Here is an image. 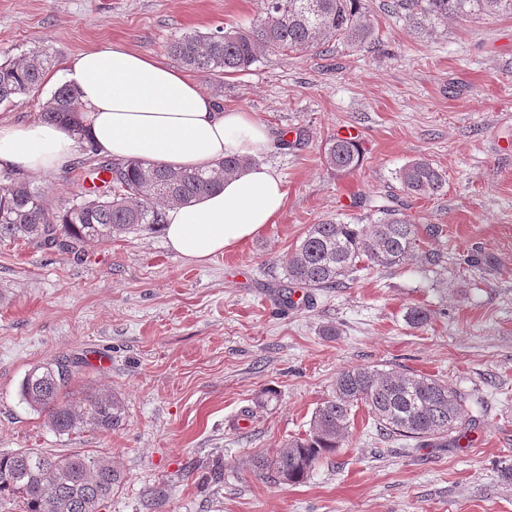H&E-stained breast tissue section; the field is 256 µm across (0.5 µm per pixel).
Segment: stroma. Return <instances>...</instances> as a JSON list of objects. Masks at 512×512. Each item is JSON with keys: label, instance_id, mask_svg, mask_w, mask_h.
<instances>
[{"label": "stroma", "instance_id": "obj_1", "mask_svg": "<svg viewBox=\"0 0 512 512\" xmlns=\"http://www.w3.org/2000/svg\"><path fill=\"white\" fill-rule=\"evenodd\" d=\"M364 0L377 48L267 54L202 89L301 140L261 155L283 179L275 223L205 262L162 230L82 245L81 256L0 241V452L111 458L123 481L98 512H512V16L415 30ZM258 0H0V62L44 50L52 72L117 43L167 58L171 39L250 25ZM359 131L361 168L323 160L328 136ZM425 157L441 194L405 197L397 179ZM89 165L43 180L50 206L83 193ZM395 198L444 256L371 270L283 303V268L309 225L368 224ZM429 323L410 327L409 307ZM335 335H326V328ZM77 362V383L119 395L120 428L52 432L24 403L33 366ZM352 366L440 379L475 420L458 441L379 436L357 407L342 448L299 483L249 466L303 436L338 372Z\"/></svg>", "mask_w": 512, "mask_h": 512}]
</instances>
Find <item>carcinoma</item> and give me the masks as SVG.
Masks as SVG:
<instances>
[{
  "mask_svg": "<svg viewBox=\"0 0 512 512\" xmlns=\"http://www.w3.org/2000/svg\"><path fill=\"white\" fill-rule=\"evenodd\" d=\"M259 2V16L250 26L185 34L167 44L168 53L215 80L249 70L269 52H303L337 41L360 48L372 43L363 0ZM384 7L407 16L417 28L425 21L435 25L450 17L512 16V0H386ZM51 62L47 52L38 51L0 64V103L39 88ZM77 112L78 93L68 84L59 86L42 106V117L50 123L75 127ZM323 154L327 167L341 174L363 162L360 144L335 134L326 139ZM250 163L249 157L229 155L216 169L187 172L145 161L106 160L93 168L109 175L105 192L95 197L75 194L54 210L45 203V188L10 172L8 180H0V196L8 198L0 204V240L76 253L90 241L108 242L143 226L162 225L166 205L188 204L221 187L225 177ZM398 180L409 198L434 196L446 183L445 175L426 158L405 165ZM377 212L380 217L367 230L340 221L309 225L288 260L285 280L320 290L337 288L368 269L392 270L413 261L430 270L442 266L441 253L422 250L420 227L407 214L390 205ZM429 319L421 306L407 309L405 315L413 328L427 325ZM74 368L66 358L33 367L22 380V400L44 414L47 426L59 435L120 427L121 399L88 386L73 389ZM361 404L387 437L454 438L471 425L460 393L439 379L350 367L336 375L332 394L316 407L306 436L288 441L272 460L252 458L253 472L275 482L303 480L324 455L342 447ZM121 483V473L108 457L33 448L0 454V505L8 503L19 512H96Z\"/></svg>",
  "mask_w": 512,
  "mask_h": 512,
  "instance_id": "1",
  "label": "carcinoma"
}]
</instances>
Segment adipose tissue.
Returning a JSON list of instances; mask_svg holds the SVG:
<instances>
[{
    "label": "adipose tissue",
    "mask_w": 512,
    "mask_h": 512,
    "mask_svg": "<svg viewBox=\"0 0 512 512\" xmlns=\"http://www.w3.org/2000/svg\"><path fill=\"white\" fill-rule=\"evenodd\" d=\"M62 74L79 94L78 130L37 115L0 120V170L42 179L67 167L89 144L117 161L211 169L227 155L264 152L273 140L250 113L224 109L195 79L120 45L79 53ZM285 196L279 173L253 163L226 177L220 190L166 207L163 234L175 252L203 262L273 223Z\"/></svg>",
    "instance_id": "ef3b65f1"
}]
</instances>
